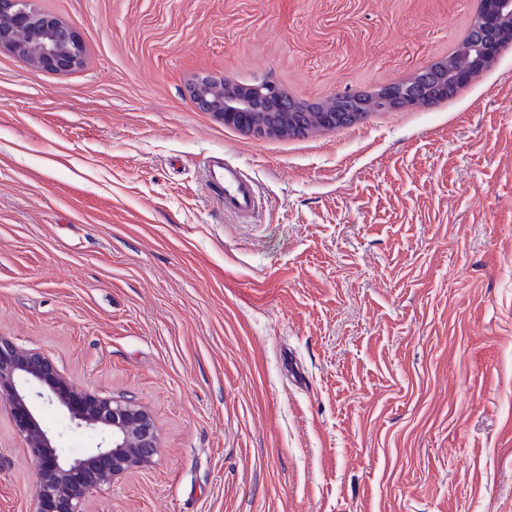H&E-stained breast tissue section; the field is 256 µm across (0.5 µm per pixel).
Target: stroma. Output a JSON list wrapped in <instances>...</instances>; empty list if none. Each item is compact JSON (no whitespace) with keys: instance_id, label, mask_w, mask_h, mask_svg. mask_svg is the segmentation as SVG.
I'll return each instance as SVG.
<instances>
[{"instance_id":"stroma-1","label":"stroma","mask_w":512,"mask_h":512,"mask_svg":"<svg viewBox=\"0 0 512 512\" xmlns=\"http://www.w3.org/2000/svg\"><path fill=\"white\" fill-rule=\"evenodd\" d=\"M82 67L0 52V336L151 414L87 512H512V44L453 98L257 139L201 73L321 102L448 55L475 0H35ZM245 165L253 223L207 156ZM63 455L100 437L44 404ZM37 463L0 411V512ZM206 182L225 213L242 221L256 214L260 201L258 187L241 163L223 154L211 155L206 163Z\"/></svg>"}]
</instances>
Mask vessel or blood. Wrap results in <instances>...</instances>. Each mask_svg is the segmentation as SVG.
I'll return each mask as SVG.
<instances>
[{"label": "vessel or blood", "mask_w": 512, "mask_h": 512, "mask_svg": "<svg viewBox=\"0 0 512 512\" xmlns=\"http://www.w3.org/2000/svg\"><path fill=\"white\" fill-rule=\"evenodd\" d=\"M206 182L225 212L246 221L257 212L258 187L241 163L215 154L206 163Z\"/></svg>", "instance_id": "1"}]
</instances>
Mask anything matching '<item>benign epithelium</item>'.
I'll return each mask as SVG.
<instances>
[{
	"label": "benign epithelium",
	"mask_w": 512,
	"mask_h": 512,
	"mask_svg": "<svg viewBox=\"0 0 512 512\" xmlns=\"http://www.w3.org/2000/svg\"><path fill=\"white\" fill-rule=\"evenodd\" d=\"M29 34L33 41L23 42ZM512 42V0H478L475 27L454 54L441 58L398 83L379 88L377 96L350 95V105L334 110L323 105L313 112L298 111L296 100L283 96L268 82L250 95L225 79L207 75L191 87L195 104L247 134L267 138L355 123L364 109L387 111L424 107L460 90L474 68L495 61L505 42ZM33 50L28 66L66 72L83 64L82 42L75 29L32 7V0H0V51L17 56ZM65 409L79 426L97 430L104 443L83 455L63 459L55 439L42 425L30 402V392ZM0 401L7 404L28 453L39 463L31 512H85L86 499L110 487L125 474L153 462L159 438L150 413L132 400H114L74 387L45 354L18 348L0 336Z\"/></svg>",
	"instance_id": "1"
}]
</instances>
